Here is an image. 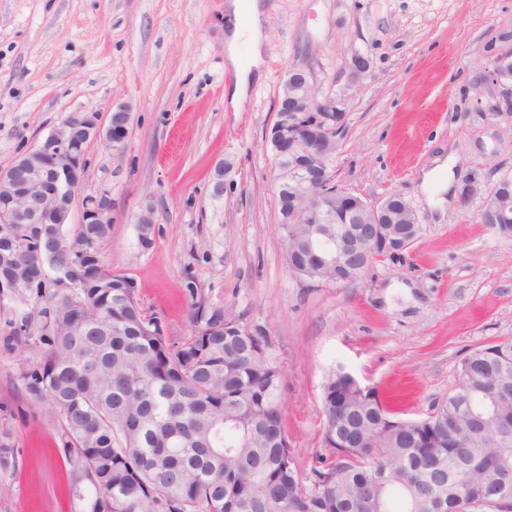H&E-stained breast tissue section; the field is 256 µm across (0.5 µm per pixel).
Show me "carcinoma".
<instances>
[{"instance_id":"obj_1","label":"carcinoma","mask_w":512,"mask_h":512,"mask_svg":"<svg viewBox=\"0 0 512 512\" xmlns=\"http://www.w3.org/2000/svg\"><path fill=\"white\" fill-rule=\"evenodd\" d=\"M287 261L301 262L312 227L285 224ZM109 224L72 238L96 254L18 248L0 298L28 306L4 346L30 349L16 378L61 417L71 512H481L512 478V401L477 419L485 390L512 391V339L464 355L448 399L422 419L394 416L343 367L322 385L326 454L300 476L283 427L282 371L267 341L224 329L237 316L199 305L173 342L105 266ZM65 272L70 288L32 294L16 280ZM18 455L0 436V474Z\"/></svg>"}]
</instances>
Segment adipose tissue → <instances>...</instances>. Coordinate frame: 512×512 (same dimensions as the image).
Masks as SVG:
<instances>
[{"label": "adipose tissue", "instance_id": "adipose-tissue-1", "mask_svg": "<svg viewBox=\"0 0 512 512\" xmlns=\"http://www.w3.org/2000/svg\"><path fill=\"white\" fill-rule=\"evenodd\" d=\"M235 22L226 38L227 59L237 72V80L227 94L232 109H239L247 97L251 82L263 75L265 34L261 0H229L227 5ZM248 13V24H241V13Z\"/></svg>", "mask_w": 512, "mask_h": 512}]
</instances>
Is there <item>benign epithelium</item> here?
Returning <instances> with one entry per match:
<instances>
[{"label":"benign epithelium","mask_w":512,"mask_h":512,"mask_svg":"<svg viewBox=\"0 0 512 512\" xmlns=\"http://www.w3.org/2000/svg\"><path fill=\"white\" fill-rule=\"evenodd\" d=\"M284 84L292 89L295 105L290 111L275 110L269 135L277 159L273 166L275 191L292 185L294 194L305 199L310 224L334 223L336 202L342 203L353 224L336 226V234L326 238L330 250L318 258L326 265L352 269L347 281H356L374 261L414 243L415 238L401 239L383 226L393 201L402 195L391 193L368 201L340 188L328 147L340 141L339 129L346 119V114L339 112L344 95L316 92L313 75L305 70L289 71ZM129 122L130 113L123 107L115 110L106 127L95 112L71 113L36 146L10 166L0 168V224H70L88 145L99 141L109 149L124 147ZM287 156L299 158L301 163H278ZM480 216L485 224H511L512 195L503 192L485 203ZM80 223H112L111 199L106 195L83 199ZM137 223L141 243L150 245L156 224L154 210L141 212Z\"/></svg>","instance_id":"obj_1"}]
</instances>
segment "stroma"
I'll use <instances>...</instances> for the list:
<instances>
[{"label": "stroma", "mask_w": 512, "mask_h": 512, "mask_svg": "<svg viewBox=\"0 0 512 512\" xmlns=\"http://www.w3.org/2000/svg\"><path fill=\"white\" fill-rule=\"evenodd\" d=\"M264 75L238 112L224 45L226 0H0V167L75 111L130 112L124 149L91 142L80 197L108 194L104 263L130 277L167 336L195 306L232 310L267 336L283 375L284 426L301 475L324 454L321 389L343 366L399 418L426 417L470 349L512 338V235L479 218L512 173V117L487 79L512 52V0H264ZM370 59L352 76L349 50ZM344 93L337 184L404 196L420 232L359 280L292 274L266 142L288 71ZM453 157L454 196L430 206L422 175ZM475 194L461 200L464 185ZM155 211L150 246L137 217ZM0 346V432L18 451L0 512H70L60 418L18 388Z\"/></svg>", "instance_id": "obj_1"}]
</instances>
